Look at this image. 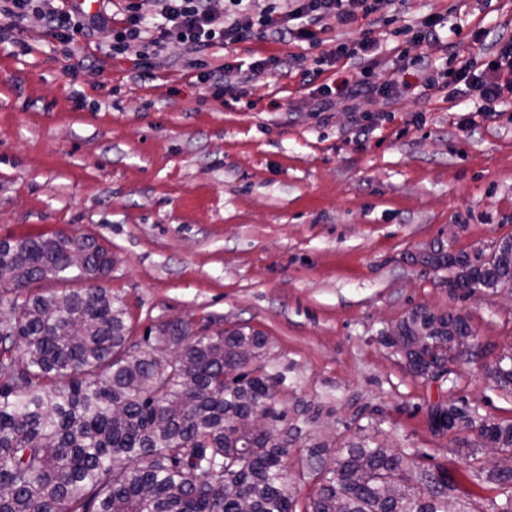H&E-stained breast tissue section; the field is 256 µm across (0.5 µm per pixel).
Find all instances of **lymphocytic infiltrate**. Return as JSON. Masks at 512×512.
Returning <instances> with one entry per match:
<instances>
[{"mask_svg": "<svg viewBox=\"0 0 512 512\" xmlns=\"http://www.w3.org/2000/svg\"><path fill=\"white\" fill-rule=\"evenodd\" d=\"M8 5L1 14L6 18L20 20L33 15L53 28L57 37L65 43L73 42L77 35L89 34L97 26L106 24L102 12L86 10L79 0H71L62 8L57 0H7ZM163 21L158 27L152 46H161L166 41H176L186 46L191 56L190 66H197V54L213 47H226L263 34L275 41L288 38L307 40L313 38L315 28H327L329 22L359 28L361 38L357 43L340 44L338 57L353 61L362 73L359 80L342 81L339 88L321 84L313 89L318 111H328L334 93H342L355 99L363 95L378 94L392 98V84L365 81V74L380 65L378 42L372 33L379 26L382 8L405 4L406 0H294L295 6L279 16L260 19L237 12L241 0H230L233 10L219 16L211 11L207 0H163ZM454 87L449 98L463 93H477L481 99V111L492 113L504 103L505 92H512V38L503 42L495 59L484 68H476L474 60L461 59L453 74Z\"/></svg>", "mask_w": 512, "mask_h": 512, "instance_id": "obj_1", "label": "lymphocytic infiltrate"}]
</instances>
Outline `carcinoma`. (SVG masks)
Segmentation results:
<instances>
[{
    "label": "carcinoma",
    "mask_w": 512,
    "mask_h": 512,
    "mask_svg": "<svg viewBox=\"0 0 512 512\" xmlns=\"http://www.w3.org/2000/svg\"><path fill=\"white\" fill-rule=\"evenodd\" d=\"M86 251L79 277L106 275L112 252L91 236L0 241V284L22 290ZM448 284L494 290L512 267H475L462 256ZM127 312L105 288L29 295L0 319V512H296L283 457L288 434L245 422L273 410L275 383L246 370L266 338L258 332L197 331L161 324L131 341ZM460 316L412 310L390 345L410 370L444 368L468 351ZM512 389V349L487 371ZM512 453V421L478 427L459 452ZM321 479L310 512H447L439 492L403 485L389 448L358 446ZM400 483L387 498L380 487Z\"/></svg>",
    "instance_id": "obj_1"
}]
</instances>
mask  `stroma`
Listing matches in <instances>:
<instances>
[{
    "mask_svg": "<svg viewBox=\"0 0 512 512\" xmlns=\"http://www.w3.org/2000/svg\"><path fill=\"white\" fill-rule=\"evenodd\" d=\"M442 16L441 38L408 45L440 63L450 44L492 57L512 0H409L406 19ZM0 42V240L90 235L112 252L100 284L134 340L166 319L257 331L276 376L274 408L296 512L318 483L307 463L361 442L400 449L404 476L443 479L455 512H494L502 486L435 432L431 404L466 400L512 419V394L485 376L512 347V289L449 288L445 255L491 253L512 238V103L480 113L446 87L396 99L336 98L315 113L294 55L319 82L355 79L336 46L258 36L208 49L210 66L277 58L259 81L215 96L182 44L151 53L149 77L113 56V31L62 46L31 19ZM415 308L463 316L476 336L450 375H413L388 346Z\"/></svg>",
    "mask_w": 512,
    "mask_h": 512,
    "instance_id": "35a3bbf8",
    "label": "stroma"
}]
</instances>
